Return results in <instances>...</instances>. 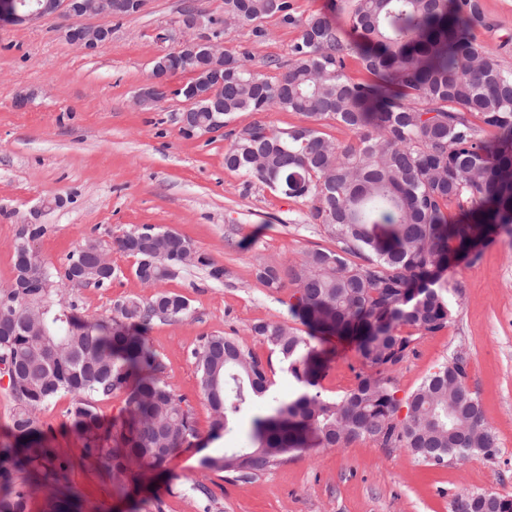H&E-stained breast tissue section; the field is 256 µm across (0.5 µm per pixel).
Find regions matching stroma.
Here are the masks:
<instances>
[{
	"label": "stroma",
	"mask_w": 512,
	"mask_h": 512,
	"mask_svg": "<svg viewBox=\"0 0 512 512\" xmlns=\"http://www.w3.org/2000/svg\"><path fill=\"white\" fill-rule=\"evenodd\" d=\"M184 0H148L138 15L113 21L112 41L87 54L64 37L67 16L33 25L0 22V289L14 279V248L24 227L40 224L38 255L50 272L63 269L79 244L92 239L116 269L111 284L63 288L83 318L111 316L128 297L153 290L186 296L190 313L180 322L153 321L148 341L162 376L190 406L198 435L207 438L211 416L197 378L193 351L211 335L236 338L270 363V396L294 384L279 358L253 336L260 321L298 327L288 309L294 291L272 292L256 278L266 262L289 264L303 252L329 246L321 225L310 223V202L288 198L224 166L231 140L217 132L185 136L182 98L154 106L138 101L160 51L156 32L179 16ZM294 23L274 16L225 28L224 47L251 54L252 67L281 76L301 20L328 13L330 0H290ZM488 27L476 41L512 68V0H483ZM29 103L17 109L18 96ZM151 225L181 234L204 257L223 267L213 280L202 266L145 287L133 274L135 259L116 241ZM449 287L458 291L446 328L416 336L392 374L398 397L415 391L454 352L467 361V384L495 432V458L473 456L440 465L422 462L402 448L358 439L341 448H318L232 482L204 471L201 448H182L150 480L119 490L103 479L83 443L70 431L75 398H55L37 414L48 446L73 461L72 487L80 512H199L189 488L204 484L214 495L212 512H451L454 498L473 492L512 497V235H501L476 260L450 266ZM335 354L322 381L324 395L353 389L364 366L354 346L330 341Z\"/></svg>",
	"instance_id": "1"
}]
</instances>
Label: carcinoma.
<instances>
[{
    "label": "carcinoma",
    "instance_id": "cac0c4a2",
    "mask_svg": "<svg viewBox=\"0 0 512 512\" xmlns=\"http://www.w3.org/2000/svg\"><path fill=\"white\" fill-rule=\"evenodd\" d=\"M336 18L296 21L288 0H224V18L258 24L278 16L298 23L288 68L271 80L249 65L248 52L224 53V111L213 100L195 105L196 119L277 108L304 123L273 129L255 121L234 132L224 165L287 197L311 203L309 219L324 227L330 248H316L282 268L257 272L270 290L291 283L289 311L321 336L355 344L371 373L340 398L321 391L333 351L311 344L298 329L259 322L251 332L277 354L295 389L271 399V413L255 414L269 391L262 359L223 335L194 351L201 392L212 410L208 443L250 420L246 448H217L200 466L235 478L253 475L292 455L370 439L404 448L431 465L474 454L494 457L495 433L466 383L460 354L431 373L405 402L390 373L411 351L410 328L422 335L448 326L451 289L444 273L501 230L512 229V68L476 43L487 26L480 0H341ZM357 56L370 75L356 81L345 56ZM199 64L187 49L169 53L174 74ZM355 141L327 137V121ZM457 207L451 214L448 209ZM44 228L30 225L15 247L27 265L24 288L0 290V366L17 402L16 444L0 448V512H25L35 486L50 488L45 512H77L69 490L73 462L46 444L36 413L56 397H77L69 412L84 458L121 488L145 469L161 468L198 437L184 398L162 377L146 333L155 320L179 322L189 299L158 292L147 301L116 303L112 317L88 322L53 292L30 242ZM136 259L143 284L167 280L186 267L191 243L173 231L135 228L117 240ZM114 269L99 265L81 244L60 276L102 287ZM127 394L120 423L107 424L90 402Z\"/></svg>",
    "mask_w": 512,
    "mask_h": 512
}]
</instances>
